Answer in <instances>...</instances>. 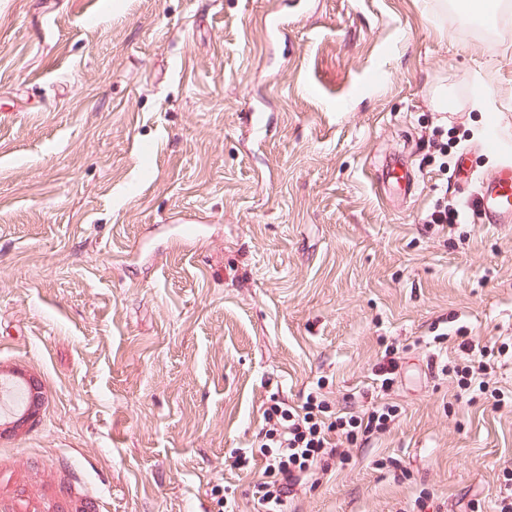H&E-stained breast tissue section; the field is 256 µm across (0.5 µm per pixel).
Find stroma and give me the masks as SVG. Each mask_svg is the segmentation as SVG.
I'll use <instances>...</instances> for the list:
<instances>
[{
	"instance_id": "stroma-1",
	"label": "stroma",
	"mask_w": 512,
	"mask_h": 512,
	"mask_svg": "<svg viewBox=\"0 0 512 512\" xmlns=\"http://www.w3.org/2000/svg\"><path fill=\"white\" fill-rule=\"evenodd\" d=\"M463 152L512 157V0L485 26L436 0H0V378L45 397L0 433V512H257L231 452L270 394L348 407L393 343L399 418L288 512H495L512 407L424 344L507 343L512 391V231L422 221L464 202ZM393 156L411 198L378 186ZM23 385L27 392V403L21 411L11 413L12 421L10 423H12L15 428L28 423V421L34 417L38 408L43 404L45 398L42 386L37 380L33 378L24 379ZM25 390L22 389V394L19 391L16 392L14 403L17 405L15 409L24 406L26 401Z\"/></svg>"
}]
</instances>
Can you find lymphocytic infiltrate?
<instances>
[{"instance_id":"lymphocytic-infiltrate-1","label":"lymphocytic infiltrate","mask_w":512,"mask_h":512,"mask_svg":"<svg viewBox=\"0 0 512 512\" xmlns=\"http://www.w3.org/2000/svg\"><path fill=\"white\" fill-rule=\"evenodd\" d=\"M457 335L459 349L469 357L466 365L454 369L461 393L473 399L485 395L502 403L504 394L490 387L493 349L476 343L465 330H458ZM326 411L325 402L314 395L298 407L270 396L263 410L258 448L238 449L235 460L240 469L258 459L264 463L263 476L254 485L260 512H286L289 497L314 467L328 459H344L346 448L389 431L399 415L396 405L374 400L357 414L343 412L332 418Z\"/></svg>"}]
</instances>
